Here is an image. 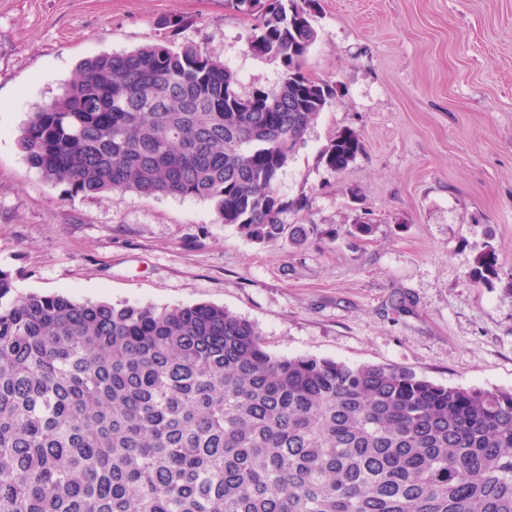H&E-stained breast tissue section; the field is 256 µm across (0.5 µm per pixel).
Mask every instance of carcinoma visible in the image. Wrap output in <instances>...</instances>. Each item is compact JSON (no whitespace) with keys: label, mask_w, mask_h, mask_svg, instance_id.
Wrapping results in <instances>:
<instances>
[{"label":"carcinoma","mask_w":512,"mask_h":512,"mask_svg":"<svg viewBox=\"0 0 512 512\" xmlns=\"http://www.w3.org/2000/svg\"><path fill=\"white\" fill-rule=\"evenodd\" d=\"M255 12L285 67L249 95L216 55L153 43L84 61L18 143L72 193L196 198L247 238L302 243L277 185L336 90L303 61L317 0ZM363 151L345 129L320 160ZM497 275L496 250L476 281ZM0 512H512V392L407 369L270 352L208 303L16 294L0 271Z\"/></svg>","instance_id":"obj_1"}]
</instances>
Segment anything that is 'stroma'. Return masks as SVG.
<instances>
[{
  "label": "stroma",
  "instance_id": "35a3bbf8",
  "mask_svg": "<svg viewBox=\"0 0 512 512\" xmlns=\"http://www.w3.org/2000/svg\"><path fill=\"white\" fill-rule=\"evenodd\" d=\"M253 23L225 0H0V270L23 294L219 305L279 355L512 391V0H319L304 70L336 98L278 182L284 223L315 228L304 244L254 242L203 200L72 194L30 167L29 113L101 53L193 45L240 93L276 91L284 67L250 51ZM349 128L363 150L331 172L320 153ZM358 218L372 233L343 234ZM490 246L498 274L474 282Z\"/></svg>",
  "mask_w": 512,
  "mask_h": 512
}]
</instances>
